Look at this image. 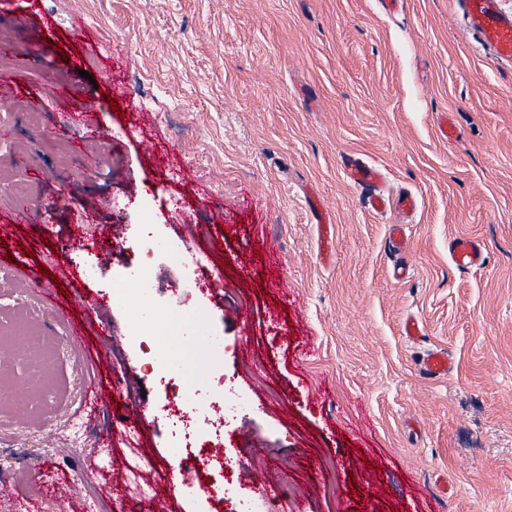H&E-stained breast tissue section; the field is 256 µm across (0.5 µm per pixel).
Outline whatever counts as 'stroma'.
<instances>
[{
  "label": "stroma",
  "instance_id": "obj_1",
  "mask_svg": "<svg viewBox=\"0 0 512 512\" xmlns=\"http://www.w3.org/2000/svg\"><path fill=\"white\" fill-rule=\"evenodd\" d=\"M47 34L24 84L0 90V205L16 183L39 216L0 234V312L39 290L61 289L73 317L99 303L108 337L60 344L40 369L25 353L16 387L0 397V455L25 475L22 498L72 512L102 474L126 482L137 455L165 464L173 451L165 390L134 336L160 326L175 294L204 318L176 333L180 359L167 377L184 397L210 381L232 383L247 409L231 426L232 465L258 461L268 482L296 487L299 512H512V68L493 63L463 24L456 0H13ZM124 54L111 79L73 51V17ZM52 82L73 84L67 99ZM150 115L114 107L113 83ZM87 112L108 132L56 129ZM458 133L438 135L443 114ZM83 141L86 158L70 151ZM174 147L168 158L161 146ZM380 164L386 190L412 192L408 246L394 252L396 211L374 214L341 162ZM110 194L80 248L71 219ZM469 236L482 268L453 264L448 242ZM273 241L276 254L265 243ZM184 247L223 277L222 291L193 289ZM24 256L26 270L14 264ZM407 262L410 277L391 270ZM71 267L70 281L54 279ZM150 267L138 307L113 300L111 282ZM246 310V319L236 318ZM422 333L410 338L404 323ZM221 338L205 372L196 360ZM447 354V373L422 362ZM43 409L33 410L30 376ZM120 379L124 392L88 415L91 384ZM147 409L130 448L123 418ZM81 420L87 446L69 445ZM113 434L98 460L94 447ZM65 497L43 494L49 480Z\"/></svg>",
  "mask_w": 512,
  "mask_h": 512
}]
</instances>
